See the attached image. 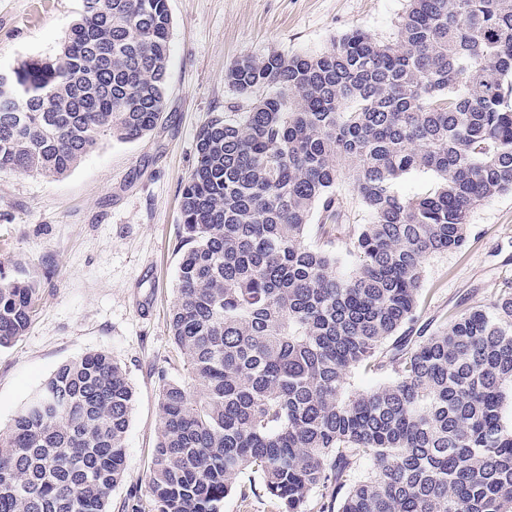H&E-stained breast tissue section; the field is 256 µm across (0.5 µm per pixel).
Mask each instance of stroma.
<instances>
[{
	"label": "stroma",
	"mask_w": 512,
	"mask_h": 512,
	"mask_svg": "<svg viewBox=\"0 0 512 512\" xmlns=\"http://www.w3.org/2000/svg\"><path fill=\"white\" fill-rule=\"evenodd\" d=\"M172 26L166 120L129 143L103 140L52 180L0 173V272L36 283L25 336L0 348V429L63 363L103 351L126 371L134 403L125 472L109 512H150L148 475L161 379L190 385L168 333L180 259L181 189L196 137L212 118L249 102L224 80L245 55H319L360 28L395 42L408 0H168ZM81 0H0V72L55 55ZM459 251L433 255L422 276L421 323L437 329L512 292V193L474 209Z\"/></svg>",
	"instance_id": "obj_1"
}]
</instances>
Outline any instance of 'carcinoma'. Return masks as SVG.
<instances>
[{
  "label": "carcinoma",
  "instance_id": "carcinoma-1",
  "mask_svg": "<svg viewBox=\"0 0 512 512\" xmlns=\"http://www.w3.org/2000/svg\"><path fill=\"white\" fill-rule=\"evenodd\" d=\"M170 27L167 0H82L60 51L0 84V172L59 178L153 131ZM225 80L251 103L200 129L181 193L169 332L193 384L162 381L154 512H223L235 488L279 512H512V293L405 334L428 259L512 192V0H410L391 44L355 29ZM413 172L430 188L400 195ZM345 174L371 214L348 272L307 241ZM36 305L0 278V348ZM133 400L109 354L62 364L0 433V512H108Z\"/></svg>",
  "mask_w": 512,
  "mask_h": 512
}]
</instances>
